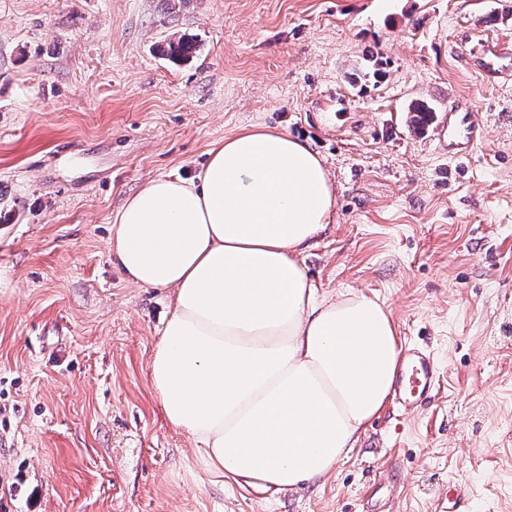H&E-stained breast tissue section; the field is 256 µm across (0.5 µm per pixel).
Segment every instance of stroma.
<instances>
[{
    "instance_id": "stroma-1",
    "label": "stroma",
    "mask_w": 512,
    "mask_h": 512,
    "mask_svg": "<svg viewBox=\"0 0 512 512\" xmlns=\"http://www.w3.org/2000/svg\"><path fill=\"white\" fill-rule=\"evenodd\" d=\"M482 37L512 46V0H0V512H431L457 481L465 512H512V78L472 66ZM466 109L487 132L455 160L439 130ZM255 124L330 174L319 293L378 299L439 376L278 493L168 423L148 366L170 292L110 252L128 196Z\"/></svg>"
}]
</instances>
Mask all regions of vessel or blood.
<instances>
[{"label":"vessel or blood","instance_id":"b4317fda","mask_svg":"<svg viewBox=\"0 0 512 512\" xmlns=\"http://www.w3.org/2000/svg\"><path fill=\"white\" fill-rule=\"evenodd\" d=\"M447 141L448 155L455 159L467 157L471 144L484 136L485 128L467 112H452L441 129ZM437 365L430 353L416 346L402 352L401 370L393 386V396L400 409L425 404L436 387ZM465 484H457L447 496L438 499L434 512H459L462 501L468 497Z\"/></svg>","mask_w":512,"mask_h":512}]
</instances>
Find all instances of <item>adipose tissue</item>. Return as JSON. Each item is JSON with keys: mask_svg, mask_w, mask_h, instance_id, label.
<instances>
[{"mask_svg": "<svg viewBox=\"0 0 512 512\" xmlns=\"http://www.w3.org/2000/svg\"><path fill=\"white\" fill-rule=\"evenodd\" d=\"M334 208L306 142L254 125L117 214L110 250L128 278L173 291L151 383L216 473L276 492L324 480L387 402L389 312L362 293L318 298L301 260Z\"/></svg>", "mask_w": 512, "mask_h": 512, "instance_id": "ef3b65f1", "label": "adipose tissue"}]
</instances>
